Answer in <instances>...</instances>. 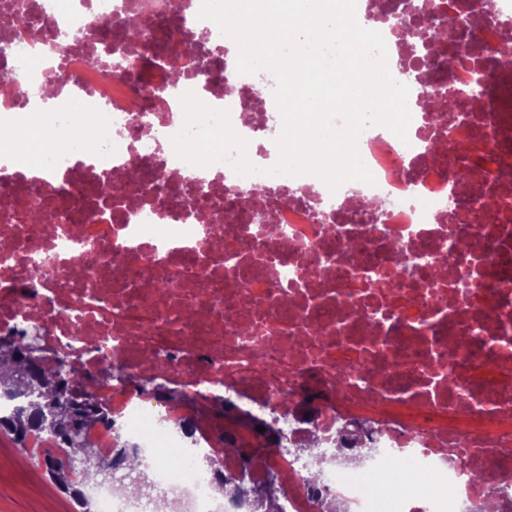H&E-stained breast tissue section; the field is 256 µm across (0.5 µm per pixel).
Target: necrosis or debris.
Returning a JSON list of instances; mask_svg holds the SVG:
<instances>
[{
	"instance_id": "4bbe7bcc",
	"label": "necrosis or debris",
	"mask_w": 512,
	"mask_h": 512,
	"mask_svg": "<svg viewBox=\"0 0 512 512\" xmlns=\"http://www.w3.org/2000/svg\"><path fill=\"white\" fill-rule=\"evenodd\" d=\"M12 2L36 32L0 55L20 89L0 134L41 98L54 107L43 168L0 165V334L35 326L76 380L100 376L112 424L88 431L98 455L126 444L150 463L146 490L85 484L101 512H254L269 475L282 512H512V71L497 56L512 0H493L496 23L464 45L488 75L477 108H447L427 132L413 112L404 141L366 128L375 182L334 192L268 174L278 152L264 142L282 127L269 71L236 95L209 76L175 88L153 40L123 38L134 0ZM152 3L168 43L193 35L223 58L231 40L198 0ZM107 47L145 73L91 65ZM187 91L229 110L257 174L175 155ZM461 144L494 161L455 189ZM150 352L166 363L159 390L136 384ZM225 479L237 497L215 496Z\"/></svg>"
}]
</instances>
